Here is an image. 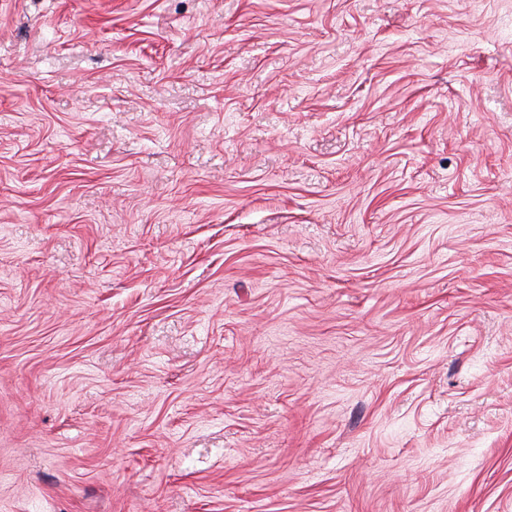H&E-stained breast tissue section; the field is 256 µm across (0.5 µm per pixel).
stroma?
I'll return each mask as SVG.
<instances>
[{"label":"stroma","instance_id":"stroma-1","mask_svg":"<svg viewBox=\"0 0 512 512\" xmlns=\"http://www.w3.org/2000/svg\"><path fill=\"white\" fill-rule=\"evenodd\" d=\"M0 512H512V0H0Z\"/></svg>","mask_w":512,"mask_h":512}]
</instances>
